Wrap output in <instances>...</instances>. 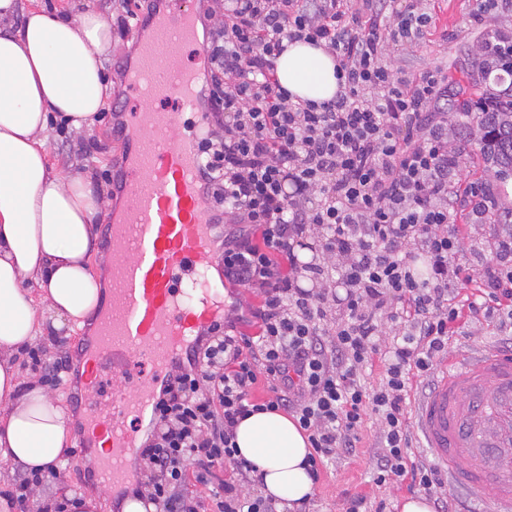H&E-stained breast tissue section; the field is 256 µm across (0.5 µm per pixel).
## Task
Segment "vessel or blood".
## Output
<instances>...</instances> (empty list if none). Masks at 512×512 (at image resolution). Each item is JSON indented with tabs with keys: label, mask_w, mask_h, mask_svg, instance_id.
<instances>
[{
	"label": "vessel or blood",
	"mask_w": 512,
	"mask_h": 512,
	"mask_svg": "<svg viewBox=\"0 0 512 512\" xmlns=\"http://www.w3.org/2000/svg\"><path fill=\"white\" fill-rule=\"evenodd\" d=\"M155 33L139 40L136 70L159 111L130 112L122 161L123 213L109 225L112 291L83 346L81 448H100L98 477L136 481L138 430L159 387L195 336L224 315L223 281L212 277L220 227L201 184L195 148L207 122L210 79L195 0H158ZM194 64H186V51ZM196 115L187 130L182 112ZM417 426L452 488L474 493L485 512H512V349L455 356L416 407Z\"/></svg>",
	"instance_id": "1"
}]
</instances>
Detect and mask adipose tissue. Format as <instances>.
<instances>
[{
  "instance_id": "1",
  "label": "adipose tissue",
  "mask_w": 512,
  "mask_h": 512,
  "mask_svg": "<svg viewBox=\"0 0 512 512\" xmlns=\"http://www.w3.org/2000/svg\"><path fill=\"white\" fill-rule=\"evenodd\" d=\"M111 50V24L97 12L0 0V462L25 471L57 463L71 438L59 397L35 383L21 387L16 355L40 346L49 330L82 326L96 308L94 219L111 206L87 176L55 171L45 142L51 124L90 127ZM276 73L301 100L328 101L339 89L334 57L303 41L288 45ZM236 444L256 467L258 489L283 512L311 498V448L287 415L243 419Z\"/></svg>"
}]
</instances>
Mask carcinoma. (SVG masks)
<instances>
[{
  "label": "carcinoma",
  "mask_w": 512,
  "mask_h": 512,
  "mask_svg": "<svg viewBox=\"0 0 512 512\" xmlns=\"http://www.w3.org/2000/svg\"><path fill=\"white\" fill-rule=\"evenodd\" d=\"M508 44L509 37L496 32L483 37L476 50L483 76L502 71L512 78V57L503 55V48ZM452 110L464 117L457 130L453 131L457 139L468 148L478 146L481 158L494 170L499 183L512 178V94L489 104L487 108L464 101L453 106ZM471 217L475 224L512 225V206L497 210L485 220L475 213Z\"/></svg>",
  "instance_id": "1"
}]
</instances>
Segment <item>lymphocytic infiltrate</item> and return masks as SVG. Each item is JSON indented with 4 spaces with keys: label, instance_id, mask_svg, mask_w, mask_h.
Masks as SVG:
<instances>
[{
    "label": "lymphocytic infiltrate",
    "instance_id": "obj_1",
    "mask_svg": "<svg viewBox=\"0 0 512 512\" xmlns=\"http://www.w3.org/2000/svg\"><path fill=\"white\" fill-rule=\"evenodd\" d=\"M214 24L207 55L211 122L197 143L204 189L224 217V281L258 302L230 305L195 339L159 389L141 445L134 496L160 512H275L213 470L241 478L239 421L264 411L294 418L312 448V468L351 451L365 412L380 417L377 484L412 480L450 512L447 480L426 464L409 470L411 379L429 376L461 316L477 321L512 304V229L496 260L477 270L479 295L459 305L450 227L463 148L448 138V78L397 64L432 18L422 0H206ZM305 41L337 59L339 90L315 104L292 100L278 82L285 42ZM314 237L318 261L296 249ZM344 297H337V288ZM386 355V379L367 388L361 372ZM265 384V398L254 397ZM194 472H187V463ZM56 477L18 475L9 496L20 512H64L32 486Z\"/></svg>",
    "mask_w": 512,
    "mask_h": 512
}]
</instances>
